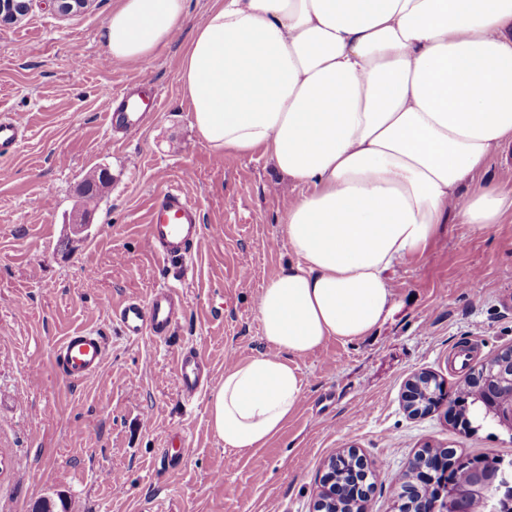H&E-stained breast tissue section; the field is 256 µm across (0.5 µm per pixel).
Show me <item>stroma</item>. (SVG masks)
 Listing matches in <instances>:
<instances>
[{"label": "stroma", "mask_w": 512, "mask_h": 512, "mask_svg": "<svg viewBox=\"0 0 512 512\" xmlns=\"http://www.w3.org/2000/svg\"><path fill=\"white\" fill-rule=\"evenodd\" d=\"M211 4L187 0L183 28L147 68L108 54L116 0L78 15L32 0L0 25V114L25 129L0 159V512L59 497L69 512H313L325 464L350 448L372 465L368 512H397L391 488L424 447L512 460V433L464 431L441 409L413 416L402 398L414 373H434L451 394L469 368L512 347V211L478 232L446 225L424 255L396 265L393 315L366 340H332L299 359L302 404L267 445L232 453L214 436L208 403L225 367L268 349L257 298L288 265L280 227L300 190L267 156L214 152L191 126L178 72ZM143 81L162 89L160 108L138 130H111L109 91ZM99 169L109 191L74 235L79 190ZM171 186L205 226L182 264L158 262L148 241L150 201ZM167 284L183 305L171 334L122 336L112 306ZM82 329L98 330L107 352L73 384L53 349ZM185 346L208 366L189 406L175 378ZM105 471L122 481L103 482Z\"/></svg>", "instance_id": "1"}]
</instances>
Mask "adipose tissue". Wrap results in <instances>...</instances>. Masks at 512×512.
Returning <instances> with one entry per match:
<instances>
[{
  "instance_id": "ef3b65f1",
  "label": "adipose tissue",
  "mask_w": 512,
  "mask_h": 512,
  "mask_svg": "<svg viewBox=\"0 0 512 512\" xmlns=\"http://www.w3.org/2000/svg\"><path fill=\"white\" fill-rule=\"evenodd\" d=\"M185 16L186 0H118L103 38L146 65ZM179 83L201 141L263 153L300 190L288 267L257 299L269 350L225 367L208 404L244 453L298 411V358L386 320L395 265L448 220L482 230L512 209L480 182L512 143V0H214Z\"/></svg>"
}]
</instances>
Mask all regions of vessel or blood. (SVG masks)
<instances>
[{
  "label": "vessel or blood",
  "mask_w": 512,
  "mask_h": 512,
  "mask_svg": "<svg viewBox=\"0 0 512 512\" xmlns=\"http://www.w3.org/2000/svg\"><path fill=\"white\" fill-rule=\"evenodd\" d=\"M118 101L116 112L110 113L109 124L122 131L140 127L145 113L160 102L159 88L148 97L133 101L124 91L112 94ZM21 132L11 120L0 118V159L15 153ZM150 249L158 260L168 262L190 258L199 241L203 224L198 207L178 190L171 189L152 198L147 216ZM123 336L140 339L162 337L169 333L181 317L176 293L169 286L153 289L147 301L128 299L115 312ZM105 340L93 330H80L65 336L54 348L53 360L58 371L71 383H79L95 374L105 360ZM206 364L194 349L182 350L176 361V383L185 401L197 399L204 388Z\"/></svg>",
  "instance_id": "vessel-or-blood-1"
}]
</instances>
